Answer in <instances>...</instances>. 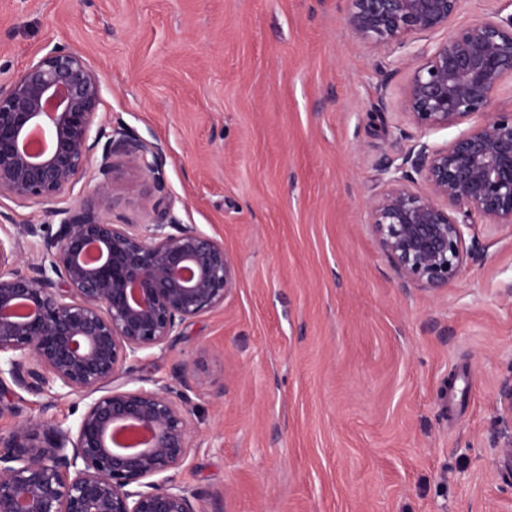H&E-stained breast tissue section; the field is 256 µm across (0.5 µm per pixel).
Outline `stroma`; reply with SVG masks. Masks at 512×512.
<instances>
[{"label":"stroma","instance_id":"obj_1","mask_svg":"<svg viewBox=\"0 0 512 512\" xmlns=\"http://www.w3.org/2000/svg\"><path fill=\"white\" fill-rule=\"evenodd\" d=\"M344 0H0V80L46 44L105 84L99 117L164 149L163 189L122 157L119 224L167 217L224 245L234 286L133 387L187 380L197 448L174 471L197 512H512L499 391L512 382V227L434 293L400 285L369 222L380 168L415 141L411 58L354 40ZM20 416L75 423L79 396L16 389Z\"/></svg>","mask_w":512,"mask_h":512}]
</instances>
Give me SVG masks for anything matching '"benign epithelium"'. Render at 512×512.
<instances>
[{"label": "benign epithelium", "mask_w": 512, "mask_h": 512, "mask_svg": "<svg viewBox=\"0 0 512 512\" xmlns=\"http://www.w3.org/2000/svg\"><path fill=\"white\" fill-rule=\"evenodd\" d=\"M345 2L360 43L405 47L446 31L414 55L400 108L421 130L471 125L446 146L417 143L368 201L402 286L436 290L482 250L465 229L512 224V108L489 111L512 80V16L454 27L463 0ZM102 102L100 74L60 45L0 81V198L60 217L43 240L33 224L0 225V389L85 401L73 425L24 420L0 433V512H197L166 476L194 447L189 396L127 385L140 352L170 347L224 304L232 263L223 244L174 220L143 232L58 207L90 173L107 203L116 155L164 188L162 146L107 129Z\"/></svg>", "instance_id": "7a95c632"}]
</instances>
